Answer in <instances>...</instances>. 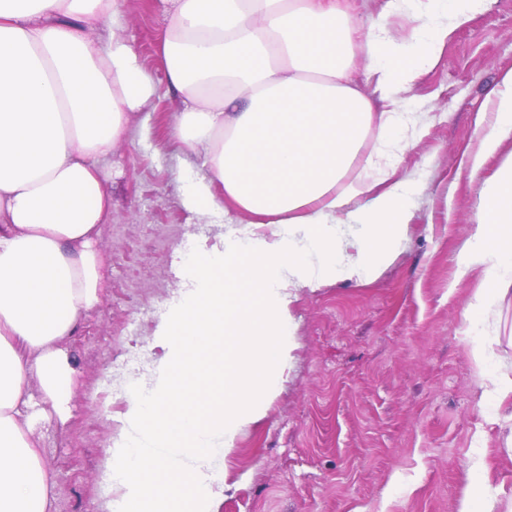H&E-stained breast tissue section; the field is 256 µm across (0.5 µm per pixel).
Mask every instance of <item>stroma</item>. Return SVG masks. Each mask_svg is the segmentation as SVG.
Returning <instances> with one entry per match:
<instances>
[{
  "mask_svg": "<svg viewBox=\"0 0 512 512\" xmlns=\"http://www.w3.org/2000/svg\"><path fill=\"white\" fill-rule=\"evenodd\" d=\"M121 30L157 79L151 105L106 166L112 210L100 227L105 288L64 347L75 375L66 418L35 434L53 480L55 512H110L104 482L128 391L153 387L156 326L181 297L186 258L222 246L231 223L181 203L202 152L172 135L178 102L165 79L168 26L158 0H126ZM512 69V0L449 33L436 65L407 94L424 136L396 172L413 183L414 219L394 261L368 282L296 289L293 367L227 458L220 512H456L482 480L512 495V455L478 404L462 317L482 282L461 270L476 185L473 132L499 74Z\"/></svg>",
  "mask_w": 512,
  "mask_h": 512,
  "instance_id": "35a3bbf8",
  "label": "stroma"
}]
</instances>
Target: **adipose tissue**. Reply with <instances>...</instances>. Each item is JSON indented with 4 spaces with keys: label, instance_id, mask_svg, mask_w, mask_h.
<instances>
[{
    "label": "adipose tissue",
    "instance_id": "obj_1",
    "mask_svg": "<svg viewBox=\"0 0 512 512\" xmlns=\"http://www.w3.org/2000/svg\"><path fill=\"white\" fill-rule=\"evenodd\" d=\"M166 81L179 102L173 134L204 149L207 170L182 201L249 218L207 252L167 319L158 382L134 392L108 448L112 512H219L240 428L257 421L293 362L297 286L364 281L396 257L413 219L394 175L424 134L402 95L448 36L488 0H419L421 23L389 40L382 16L361 26L351 0H161ZM125 0H0V512H54L34 436L46 410L64 416L73 392L62 342L104 287L95 235L112 209L101 167L130 133L157 82L118 35ZM448 16L449 25L439 23ZM107 24V40L94 37ZM373 79L359 89L357 58ZM470 157L479 173L512 141V69L489 99ZM482 284L470 328L512 295V153L477 190L475 228L458 257ZM493 342L476 338L479 402L499 422L512 374L487 371ZM50 403L38 408L31 381Z\"/></svg>",
    "mask_w": 512,
    "mask_h": 512
}]
</instances>
